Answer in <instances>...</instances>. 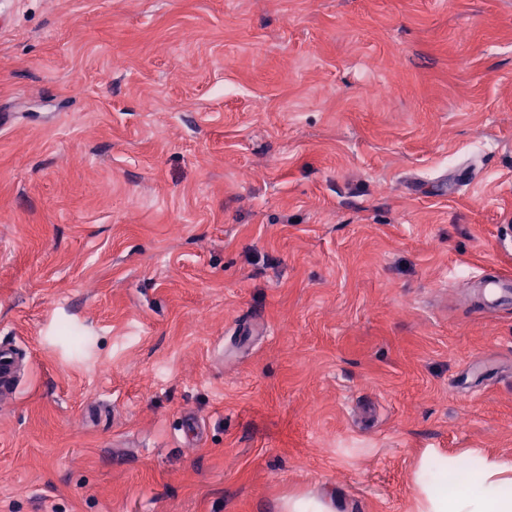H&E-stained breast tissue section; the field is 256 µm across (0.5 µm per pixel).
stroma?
<instances>
[{
    "label": "stroma",
    "mask_w": 512,
    "mask_h": 512,
    "mask_svg": "<svg viewBox=\"0 0 512 512\" xmlns=\"http://www.w3.org/2000/svg\"><path fill=\"white\" fill-rule=\"evenodd\" d=\"M504 238L512 0H0V512H416L424 453L512 462ZM484 291L483 304L491 308L501 304H509L512 301V276L511 275H485L478 278ZM16 347L10 342L0 343V400L12 398L18 389L15 355ZM286 512H337L336 504L326 498L300 496L286 501Z\"/></svg>",
    "instance_id": "stroma-1"
}]
</instances>
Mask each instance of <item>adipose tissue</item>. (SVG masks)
I'll return each mask as SVG.
<instances>
[{"mask_svg": "<svg viewBox=\"0 0 512 512\" xmlns=\"http://www.w3.org/2000/svg\"><path fill=\"white\" fill-rule=\"evenodd\" d=\"M454 474L464 488L452 494L448 478ZM420 479V512H512V462L473 456L463 463L432 454L421 462Z\"/></svg>", "mask_w": 512, "mask_h": 512, "instance_id": "1", "label": "adipose tissue"}]
</instances>
